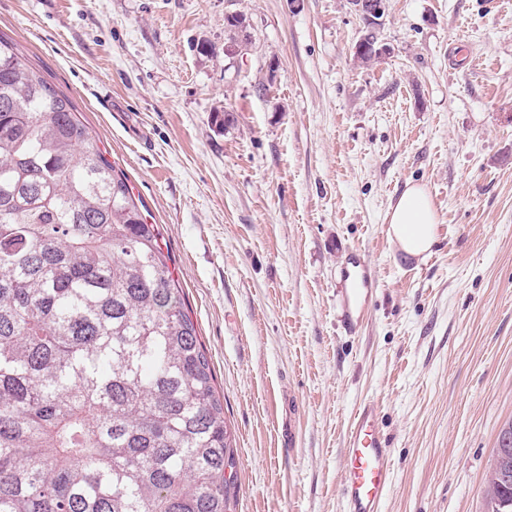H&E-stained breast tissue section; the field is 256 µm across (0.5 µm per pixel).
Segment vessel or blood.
Returning <instances> with one entry per match:
<instances>
[{"label": "vessel or blood", "mask_w": 512, "mask_h": 512, "mask_svg": "<svg viewBox=\"0 0 512 512\" xmlns=\"http://www.w3.org/2000/svg\"><path fill=\"white\" fill-rule=\"evenodd\" d=\"M374 282L371 267H363L357 286L343 293L340 310L346 331L352 333L361 326ZM378 420V405L368 401L358 407L350 425L343 450L346 463L341 485L344 512H383L393 484V469Z\"/></svg>", "instance_id": "obj_1"}]
</instances>
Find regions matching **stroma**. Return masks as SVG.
<instances>
[{
  "instance_id": "1",
  "label": "stroma",
  "mask_w": 512,
  "mask_h": 512,
  "mask_svg": "<svg viewBox=\"0 0 512 512\" xmlns=\"http://www.w3.org/2000/svg\"><path fill=\"white\" fill-rule=\"evenodd\" d=\"M243 16L247 54L224 51ZM0 0V36L75 104L158 225L224 399L232 512H343L377 402L384 512H488L512 422V0ZM411 184L430 252L388 233ZM377 280L360 334L336 295ZM353 10L362 18L365 26L378 28L387 14V0H349ZM378 420V405L367 401L358 407L350 425L343 448L346 463L341 485L344 512H383L393 484V469Z\"/></svg>"
}]
</instances>
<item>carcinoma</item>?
Wrapping results in <instances>:
<instances>
[{
    "label": "carcinoma",
    "instance_id": "1",
    "mask_svg": "<svg viewBox=\"0 0 512 512\" xmlns=\"http://www.w3.org/2000/svg\"><path fill=\"white\" fill-rule=\"evenodd\" d=\"M144 211L0 37V512H231L224 403ZM486 494L512 512V459Z\"/></svg>",
    "mask_w": 512,
    "mask_h": 512
}]
</instances>
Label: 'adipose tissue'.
<instances>
[{"label":"adipose tissue","instance_id":"adipose-tissue-1","mask_svg":"<svg viewBox=\"0 0 512 512\" xmlns=\"http://www.w3.org/2000/svg\"><path fill=\"white\" fill-rule=\"evenodd\" d=\"M436 210L423 186L410 185L391 206L390 232L405 254L428 252L436 241Z\"/></svg>","mask_w":512,"mask_h":512}]
</instances>
